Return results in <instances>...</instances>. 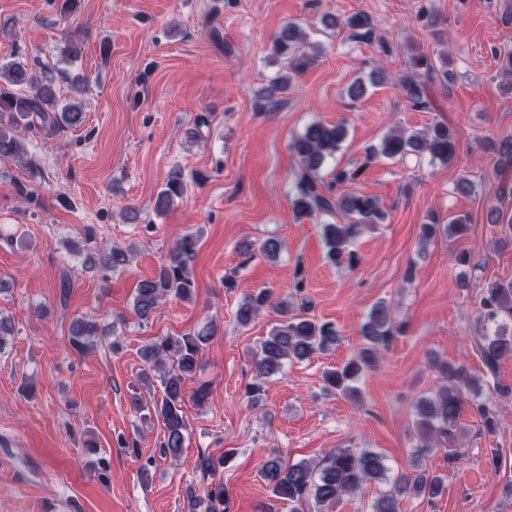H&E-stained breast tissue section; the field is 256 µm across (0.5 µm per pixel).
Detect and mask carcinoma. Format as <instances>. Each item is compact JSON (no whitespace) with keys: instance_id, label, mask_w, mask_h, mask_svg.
<instances>
[{"instance_id":"cac0c4a2","label":"carcinoma","mask_w":512,"mask_h":512,"mask_svg":"<svg viewBox=\"0 0 512 512\" xmlns=\"http://www.w3.org/2000/svg\"><path fill=\"white\" fill-rule=\"evenodd\" d=\"M345 26L361 38L373 34L372 20L364 13L348 17ZM309 48L311 45L306 42L304 32L296 24L283 26L275 35L272 51L287 60L288 72L277 74L260 89V110L276 109L288 91L292 76L314 64L315 55L308 52ZM410 65L415 72L427 75L438 72L444 80L451 76L446 59L440 70L425 55L412 57ZM396 85L412 107L433 108L423 82L415 73L398 77ZM83 119L80 103L71 98L61 99L50 69L37 70L25 60L0 63V159L23 160L27 148L22 136L27 132H65L81 125ZM345 138L344 125L314 121L297 134L290 145L295 161L293 209L302 215L327 218L321 225V237L326 258L334 265L341 264L345 257L348 262H354L355 255L346 251V247L363 230L385 219L376 197L352 188L360 170L337 165L326 169L328 162L336 159ZM422 153L442 162L451 161L456 154V142L450 128L438 123L426 133L393 131L366 150V160L380 157L393 160ZM498 153L496 169L503 176L512 168V142L502 145ZM187 188L182 170H173L157 194L155 210L168 211ZM466 231L467 218L458 216L447 224L421 225L420 241L430 243ZM198 244L199 239L194 235L178 238L156 274L138 282L133 308L140 319H147L167 297L184 301L192 298L196 284L188 263ZM88 259L106 277L125 269L130 251L113 246L88 255ZM481 305L482 331L476 346L486 369L493 374L500 360L512 357V335L505 327V319H512V281L488 282ZM268 306L279 311L281 321L271 328L254 352L255 379L245 390L253 405L259 403L265 383L281 374L288 362L306 361L341 341L340 330L334 324L298 314L283 300L272 301V293L266 289L246 294L235 311V320L238 325L248 327ZM399 332L400 327L395 325L388 305L377 303L361 327L363 346L343 366L323 373L325 390L344 395L357 393V383L373 368L380 351L388 348ZM216 333L217 325L211 321L193 333L158 338L140 350L142 360L149 366L144 372V381L151 383L149 371H155V379L162 388L161 400L155 403L154 411L165 428L160 445L163 456L176 458L184 448L187 432L183 414L184 384L197 374L204 350ZM98 334L96 324L77 318L70 327V343L73 348L83 350ZM433 366L446 384L435 395L423 397L416 404V426L423 439L421 453L430 450L436 437L454 438L464 390H471L475 385L463 365L436 358ZM472 406L487 431L494 432L498 420L490 402L477 400ZM388 471L385 458L373 450L338 448L314 466L306 462L290 464L278 456L273 457L263 465L259 476L276 497L291 503L290 512H298V505L310 497L320 506H333L342 497L358 492L367 482L386 479ZM443 483L439 474H402L395 478L392 489L375 502L373 512H400V502L408 495L433 499L440 494ZM189 506L190 512H230L229 494L223 483H214L205 487L201 496L190 494Z\"/></svg>"}]
</instances>
